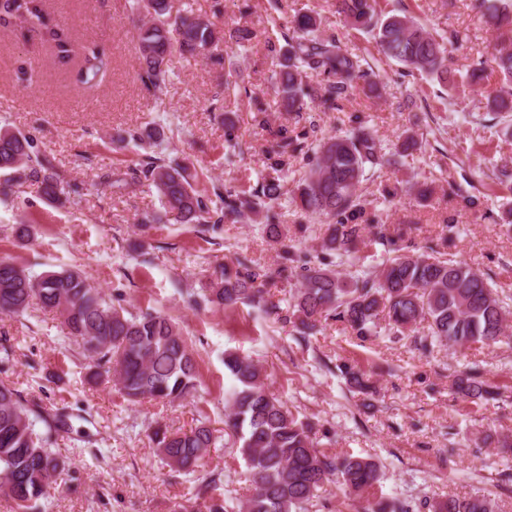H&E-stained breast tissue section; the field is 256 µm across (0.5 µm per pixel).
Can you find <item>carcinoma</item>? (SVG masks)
<instances>
[{"label": "carcinoma", "instance_id": "obj_1", "mask_svg": "<svg viewBox=\"0 0 512 512\" xmlns=\"http://www.w3.org/2000/svg\"><path fill=\"white\" fill-rule=\"evenodd\" d=\"M149 21L139 28L136 50L142 64V81L155 94L163 93L169 81L167 58L177 51L197 58L224 40L206 17L173 13L172 0H137ZM336 13L349 26L373 35L378 53L404 66L455 87L454 71L448 66L445 42L406 15L380 18L376 0H335ZM486 23L512 31V4L508 0H481ZM27 23L41 29L44 42L58 62L73 60L69 32L49 24L42 0H0V24ZM317 19L303 14L294 21L293 35L284 53L274 86L288 113L302 117L306 98L316 93L328 108L342 112L344 102L356 88L365 94L379 90L381 81L365 58L349 51L339 38L316 35ZM502 84L490 108L512 112V50L501 48L494 57ZM82 83L100 86L110 72L109 61L94 46L81 52ZM320 78L314 91L306 80ZM275 153L304 155L308 169L297 186L300 209L325 219L321 255L296 264L286 224H266L267 239L280 246L281 259L293 266L275 269L250 266L238 259L226 262L207 284L209 301L226 309L240 303L268 307L270 291L277 280L295 277L299 288L293 295L288 322L305 337L323 319L333 318L357 336L372 335L379 314H386L390 333L415 336L420 330L450 348L466 349L475 343L491 346L505 335L512 314L505 299L491 288L484 274L467 262L429 246L416 249L405 242L404 227L380 228L379 242L392 254L376 270L356 269L341 274L336 267L357 259L365 243L367 200L361 185L368 174L381 169L384 158L376 139L359 125L344 137H330L308 155V131L281 126L273 132ZM140 174L161 197L164 211L182 223L206 220L233 223L250 214L257 216L281 194V184L272 178L250 192L233 187L214 189L219 206L210 208L193 184L189 167L151 155L140 163ZM52 159L34 150L20 132H0V171L18 173L41 185L43 195L59 202L62 182L53 173ZM34 301L59 310L63 325L89 356L114 361L119 390L141 401L181 399L196 390L193 353L177 323L159 313L129 314L122 306L107 302L77 270L47 271L32 275L0 260V313L18 314ZM224 370L231 387L224 392L225 420L231 448L245 461L251 489L243 498L222 501L200 492L173 512H306L319 489L339 477L338 486L366 495L363 512H409L401 502H387L376 494L380 483L378 465L352 455H330L312 438L313 426L299 420L272 393L261 367L237 352L224 353ZM340 371L350 392L368 395L374 382L366 372L344 364ZM452 387L456 394L474 403L498 398L499 392L478 369L457 373ZM46 418L13 389L0 385V491L9 496L18 512H40L50 495L51 484L65 471V462L46 447L47 438L36 426ZM213 430L200 424L163 435L158 452L176 470L203 471L209 448L215 444ZM429 512H495L485 497H446L426 504Z\"/></svg>", "mask_w": 512, "mask_h": 512}]
</instances>
